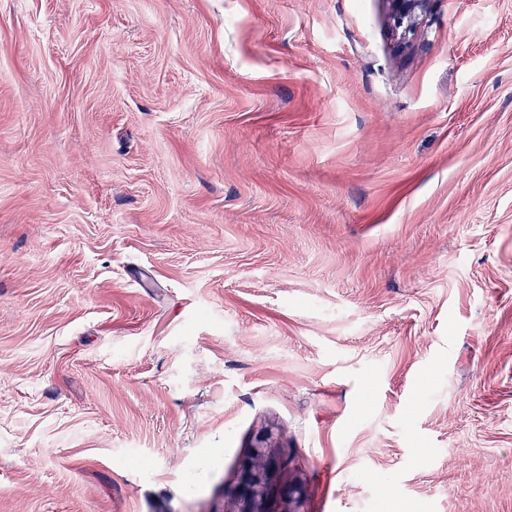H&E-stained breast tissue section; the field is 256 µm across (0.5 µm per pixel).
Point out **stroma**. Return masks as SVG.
<instances>
[{
	"label": "stroma",
	"instance_id": "1",
	"mask_svg": "<svg viewBox=\"0 0 512 512\" xmlns=\"http://www.w3.org/2000/svg\"><path fill=\"white\" fill-rule=\"evenodd\" d=\"M266 433L270 512H512V0H0V512ZM432 0H387L394 31L401 46L410 42Z\"/></svg>",
	"mask_w": 512,
	"mask_h": 512
}]
</instances>
